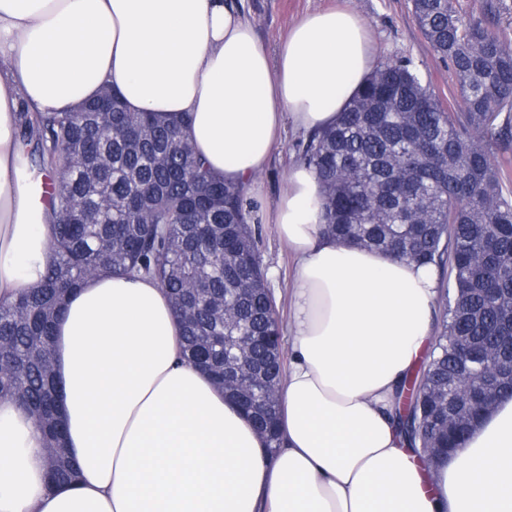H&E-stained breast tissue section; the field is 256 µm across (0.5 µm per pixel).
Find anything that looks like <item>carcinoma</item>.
<instances>
[{"label": "carcinoma", "mask_w": 512, "mask_h": 512, "mask_svg": "<svg viewBox=\"0 0 512 512\" xmlns=\"http://www.w3.org/2000/svg\"><path fill=\"white\" fill-rule=\"evenodd\" d=\"M418 26L448 65L456 94L443 103L411 57L384 60L336 127L300 145L319 178L325 234L453 278L428 367L412 369L396 408L417 448H460L488 409L466 423L448 398L485 377L512 397V0H410ZM183 114L133 112L106 87L66 112L19 111L29 175L50 182L51 259L39 284L0 304V400L42 430L48 480L78 471L64 445L53 376V328L69 295L101 273L142 275L164 289L182 327L186 362L224 385L262 435L282 448L278 400L286 375L283 327L263 267L257 205L194 151ZM252 336L229 357L224 335ZM267 399L258 397V390Z\"/></svg>", "instance_id": "1"}]
</instances>
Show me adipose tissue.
<instances>
[{"label":"adipose tissue","mask_w":512,"mask_h":512,"mask_svg":"<svg viewBox=\"0 0 512 512\" xmlns=\"http://www.w3.org/2000/svg\"><path fill=\"white\" fill-rule=\"evenodd\" d=\"M379 65L345 8L307 13L271 55L232 0H0V302L50 259L21 106L65 112L111 85L133 111L185 114L210 170L256 193L285 129L334 126ZM322 219L315 171L292 164L273 217L296 260L274 459L183 361L167 293L100 274L53 336L79 477L48 487L38 425L0 401V512H512V398L426 473L398 432L402 380L433 334L435 271L338 242Z\"/></svg>","instance_id":"1"}]
</instances>
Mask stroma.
<instances>
[{"instance_id": "stroma-1", "label": "stroma", "mask_w": 512, "mask_h": 512, "mask_svg": "<svg viewBox=\"0 0 512 512\" xmlns=\"http://www.w3.org/2000/svg\"><path fill=\"white\" fill-rule=\"evenodd\" d=\"M256 24L257 36L268 53H275L290 25L303 14L329 6L346 5L365 21L381 59L411 57L421 64L423 80L435 95L448 99L454 92L448 66L433 52L412 15L408 0H242ZM299 137L286 132L261 177L258 215L262 233L261 257L268 284L289 316L287 306L295 264L287 244L280 239L269 220L291 162Z\"/></svg>"}]
</instances>
